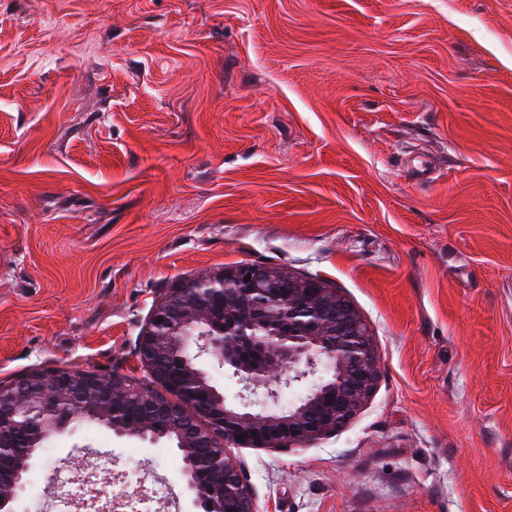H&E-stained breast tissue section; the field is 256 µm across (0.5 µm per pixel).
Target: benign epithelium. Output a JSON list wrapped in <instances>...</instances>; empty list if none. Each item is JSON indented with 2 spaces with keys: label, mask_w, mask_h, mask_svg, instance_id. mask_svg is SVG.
Here are the masks:
<instances>
[{
  "label": "benign epithelium",
  "mask_w": 512,
  "mask_h": 512,
  "mask_svg": "<svg viewBox=\"0 0 512 512\" xmlns=\"http://www.w3.org/2000/svg\"><path fill=\"white\" fill-rule=\"evenodd\" d=\"M136 357L151 381L133 383L135 395L119 373L32 369L0 382V512H13L35 450L79 418L150 442L175 433L193 507L260 512L231 449L321 440L355 416L379 377L372 338L336 289L252 264L171 289L137 337ZM213 370L237 379L236 402ZM286 389L300 393L288 405Z\"/></svg>",
  "instance_id": "obj_1"
}]
</instances>
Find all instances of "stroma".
<instances>
[{
	"label": "stroma",
	"mask_w": 512,
	"mask_h": 512,
	"mask_svg": "<svg viewBox=\"0 0 512 512\" xmlns=\"http://www.w3.org/2000/svg\"><path fill=\"white\" fill-rule=\"evenodd\" d=\"M322 278L375 390L237 448L261 512H512V0H0V382L143 381L171 288ZM182 487L176 448L55 435Z\"/></svg>",
	"instance_id": "obj_1"
}]
</instances>
